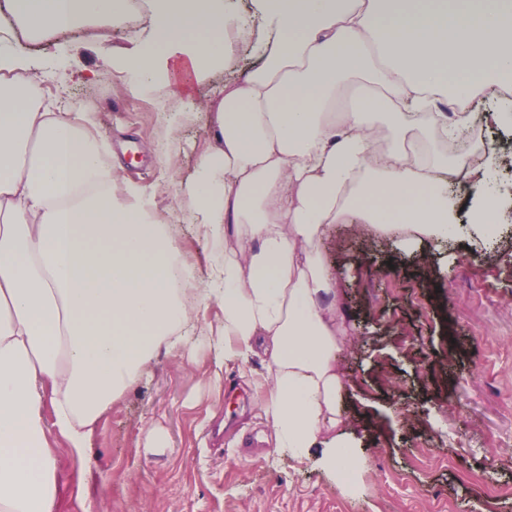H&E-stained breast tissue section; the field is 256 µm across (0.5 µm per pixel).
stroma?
<instances>
[{"instance_id":"stroma-1","label":"stroma","mask_w":512,"mask_h":512,"mask_svg":"<svg viewBox=\"0 0 512 512\" xmlns=\"http://www.w3.org/2000/svg\"><path fill=\"white\" fill-rule=\"evenodd\" d=\"M130 48L90 25L29 51L37 63L94 72L67 84L71 107L94 114L121 180L151 193L200 266L208 248L183 217L181 188L211 131L203 120L169 125L178 103L129 91L110 60ZM493 244L489 263L485 246L466 239L372 249L347 224L325 238L346 332L341 403L355 433L356 489L317 458L276 449L260 358L222 365L200 350L159 354L113 402L86 450L88 486L60 449L58 512H83L87 490L96 512H512V218L499 221Z\"/></svg>"}]
</instances>
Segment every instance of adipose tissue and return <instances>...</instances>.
<instances>
[{
  "mask_svg": "<svg viewBox=\"0 0 512 512\" xmlns=\"http://www.w3.org/2000/svg\"><path fill=\"white\" fill-rule=\"evenodd\" d=\"M150 35L114 69L173 101L228 75L203 105L211 143L183 189L209 268L184 263L149 197L121 183L89 112L44 93L32 42L89 23L121 30L132 0H0V512H56L54 440L85 462L94 427L159 353L260 357L277 448L343 473L345 344L321 245L334 225L411 245L487 241L512 201L461 219L448 175L492 161L438 151L478 95L512 88V0H149ZM254 65L237 70L241 53ZM218 300L220 326L194 325Z\"/></svg>",
  "mask_w": 512,
  "mask_h": 512,
  "instance_id": "obj_1",
  "label": "adipose tissue"
}]
</instances>
